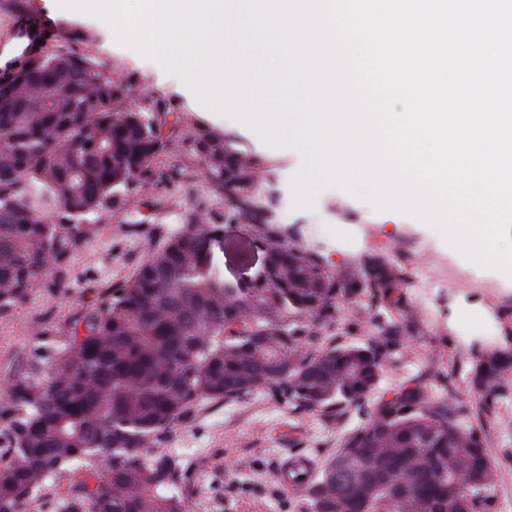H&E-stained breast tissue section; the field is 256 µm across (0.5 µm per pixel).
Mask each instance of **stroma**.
<instances>
[{"instance_id":"stroma-1","label":"stroma","mask_w":512,"mask_h":512,"mask_svg":"<svg viewBox=\"0 0 512 512\" xmlns=\"http://www.w3.org/2000/svg\"><path fill=\"white\" fill-rule=\"evenodd\" d=\"M57 25L56 42L81 36L100 61L133 76L135 95L169 102L162 122L180 140L179 151L161 156L162 168H200L192 151L197 133H224L229 149L265 161L268 171L254 189L272 202L299 246L318 249L336 277H359L367 259L397 267L422 289L402 292L411 312L398 324L407 345L394 352L378 388L386 393L418 372L428 371L431 396H455L469 409V422L484 428L498 471L497 512H512V372L507 373L491 411L470 388L467 371L489 352L512 355V278L483 269L452 248L436 228L395 210H380L338 188L323 189L310 207H289L300 154L266 143L238 120L210 111L180 78L154 61L115 43L111 28L96 17L61 12L48 0H0V71L19 64L28 44L24 29L44 19ZM131 216L118 213L100 225L71 261L66 287L33 293L19 308L0 314V383L22 372L42 347L62 346L70 321L95 304L102 291L128 276L144 259L148 244L183 227L193 211L220 212L224 201L213 177L204 174L158 192L136 195ZM244 223L224 227V277L254 276L263 253L250 245ZM363 420L358 411L340 417L320 412L294 415L262 395L224 404L199 400L167 433L186 470L187 512H300L301 495L278 480L284 458L302 455L320 463L336 453L344 436ZM74 475L63 472L25 500L23 512H64L65 491Z\"/></svg>"}]
</instances>
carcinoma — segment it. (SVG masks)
I'll return each mask as SVG.
<instances>
[{
    "instance_id": "carcinoma-1",
    "label": "carcinoma",
    "mask_w": 512,
    "mask_h": 512,
    "mask_svg": "<svg viewBox=\"0 0 512 512\" xmlns=\"http://www.w3.org/2000/svg\"><path fill=\"white\" fill-rule=\"evenodd\" d=\"M0 74V313L41 288H63L73 255L121 212L131 187L189 180L193 169H158L175 148L158 117L129 102L131 80L79 47L36 44ZM192 150L219 181L224 207L251 217L266 263L250 280L224 279V214H192L128 276L69 325L7 383V458L0 459V512L88 458L68 490L87 512H184L185 474L163 447L166 433L200 398L240 402L263 393L292 412L366 409V420L304 486L302 512H495L497 471L486 433L464 422L456 397L434 399L423 376L371 400L401 331L380 316L407 309L398 269L367 263L357 283L336 278L320 254L273 229L274 210L252 188L265 169L200 133ZM365 294L380 333L327 343L348 297ZM512 360L493 354L470 368L490 408Z\"/></svg>"
}]
</instances>
